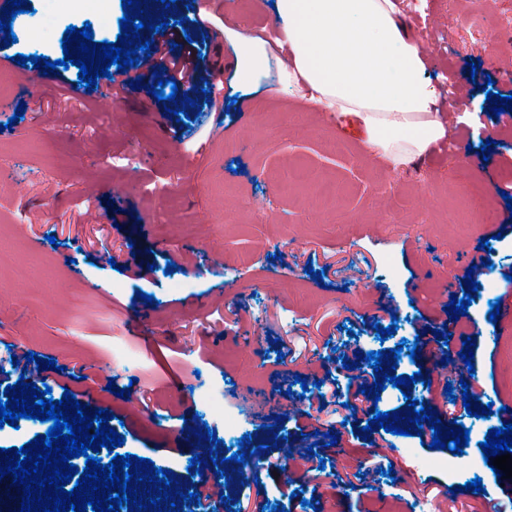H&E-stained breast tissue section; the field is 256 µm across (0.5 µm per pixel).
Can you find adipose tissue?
I'll use <instances>...</instances> for the list:
<instances>
[{
	"mask_svg": "<svg viewBox=\"0 0 512 512\" xmlns=\"http://www.w3.org/2000/svg\"><path fill=\"white\" fill-rule=\"evenodd\" d=\"M277 36L243 24L225 28L237 82L255 85L274 48L289 88L323 112L354 118L368 153L401 170L447 135L439 95L397 0H275Z\"/></svg>",
	"mask_w": 512,
	"mask_h": 512,
	"instance_id": "ef3b65f1",
	"label": "adipose tissue"
}]
</instances>
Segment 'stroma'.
Masks as SVG:
<instances>
[{
	"label": "stroma",
	"instance_id": "1",
	"mask_svg": "<svg viewBox=\"0 0 512 512\" xmlns=\"http://www.w3.org/2000/svg\"><path fill=\"white\" fill-rule=\"evenodd\" d=\"M200 2L204 29L187 19L171 40L208 73L215 95L181 120L152 94L150 67L127 68L128 89L101 77L89 90L77 66L58 64L69 26L88 23L94 42H118L123 0H107L108 24L83 0L50 9L28 0L30 12L12 23L16 43L0 44V349L16 357L0 384H16L26 353L55 359L57 370L39 374L54 399L91 391L126 448L179 486L202 483L190 460L210 458L204 429L233 448L250 436L261 449L252 480L222 466L231 475L222 493L234 504L427 512L443 499L447 512H481L487 502L512 512V478L498 477L480 447L512 406V337L485 340L482 302L456 320L446 311L467 293L480 257L490 266L481 287L512 295V113L494 116L486 98L512 95V0H407L404 21L425 49L443 111L471 120L450 124L446 141L404 171L368 155L356 123L314 111L275 78L237 94L223 28L262 29L274 16L266 0ZM18 54L56 69L18 65ZM232 96L240 109H225ZM323 179L339 188L329 204L315 192ZM467 180L486 190L487 211L462 197ZM164 224L199 230L169 240ZM244 256L251 263L242 267ZM379 325L397 331L382 339ZM469 337L468 365L460 352ZM402 341L421 354L394 373L422 381L346 408L360 376L375 374L362 354ZM82 370L92 382L76 379ZM111 382L123 396L107 391ZM249 382L269 399L262 415L242 400ZM466 383L483 387L496 410L461 417L462 454L367 427L375 412H405L412 398L448 420ZM216 385L240 415L236 436L195 396ZM317 398L323 409L311 407ZM319 464L323 476L309 480ZM477 477L482 491L466 489Z\"/></svg>",
	"mask_w": 512,
	"mask_h": 512
}]
</instances>
